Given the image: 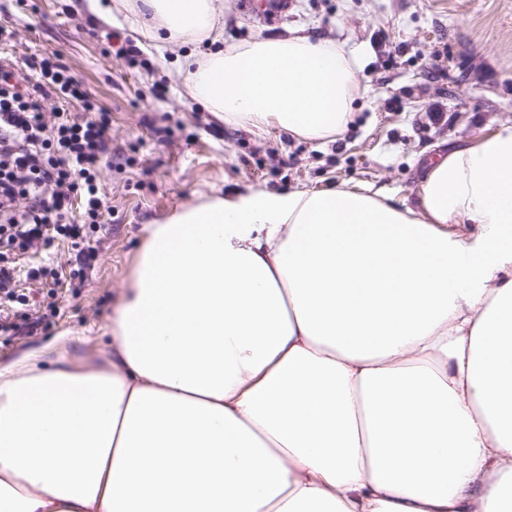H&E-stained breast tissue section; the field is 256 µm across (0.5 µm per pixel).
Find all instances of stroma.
Segmentation results:
<instances>
[{"mask_svg":"<svg viewBox=\"0 0 512 512\" xmlns=\"http://www.w3.org/2000/svg\"><path fill=\"white\" fill-rule=\"evenodd\" d=\"M104 24L82 0H0L16 32L1 50L17 60L57 53L112 118V167L102 182L108 225L93 269L49 294L21 279L32 317L46 325L0 335V367L30 353L48 364H93L112 343V311L146 226L215 192L347 184L411 194L423 151L464 144L512 125V0H291L271 24L223 0L222 38L184 43L135 25L136 0H111ZM144 48L148 65L118 56L111 33ZM341 46L363 92L347 131L307 139L268 126L260 134L218 121L186 88L187 64L291 34Z\"/></svg>","mask_w":512,"mask_h":512,"instance_id":"stroma-1","label":"stroma"}]
</instances>
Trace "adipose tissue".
Segmentation results:
<instances>
[{
    "mask_svg": "<svg viewBox=\"0 0 512 512\" xmlns=\"http://www.w3.org/2000/svg\"><path fill=\"white\" fill-rule=\"evenodd\" d=\"M217 9L137 13L195 43ZM187 87L312 139L360 91L301 35L216 52ZM0 512H512V126L437 152L411 199L250 188L151 224L110 351L0 368Z\"/></svg>",
    "mask_w": 512,
    "mask_h": 512,
    "instance_id": "adipose-tissue-1",
    "label": "adipose tissue"
}]
</instances>
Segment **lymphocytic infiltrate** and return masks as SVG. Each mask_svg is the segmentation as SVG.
I'll list each match as a JSON object with an SVG mask.
<instances>
[{"label": "lymphocytic infiltrate", "mask_w": 512, "mask_h": 512, "mask_svg": "<svg viewBox=\"0 0 512 512\" xmlns=\"http://www.w3.org/2000/svg\"><path fill=\"white\" fill-rule=\"evenodd\" d=\"M56 107H48V99ZM112 152V120L69 69L52 57L0 54V335L20 329L25 312L12 285L31 248L69 240V274L40 266L31 276L60 288L96 257L91 236L107 219L101 180Z\"/></svg>", "instance_id": "obj_1"}]
</instances>
